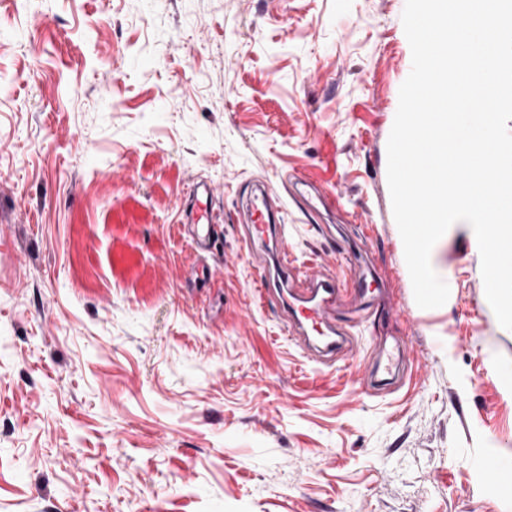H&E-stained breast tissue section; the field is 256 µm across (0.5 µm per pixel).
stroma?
<instances>
[{
	"mask_svg": "<svg viewBox=\"0 0 512 512\" xmlns=\"http://www.w3.org/2000/svg\"><path fill=\"white\" fill-rule=\"evenodd\" d=\"M405 0H0V512H512V331L467 225L419 308L387 141L412 67ZM338 195L304 213L291 179ZM222 232L182 228L196 183ZM278 199L298 270L361 262L411 360L373 394L361 356L284 333L243 211Z\"/></svg>",
	"mask_w": 512,
	"mask_h": 512,
	"instance_id": "1",
	"label": "stroma"
}]
</instances>
